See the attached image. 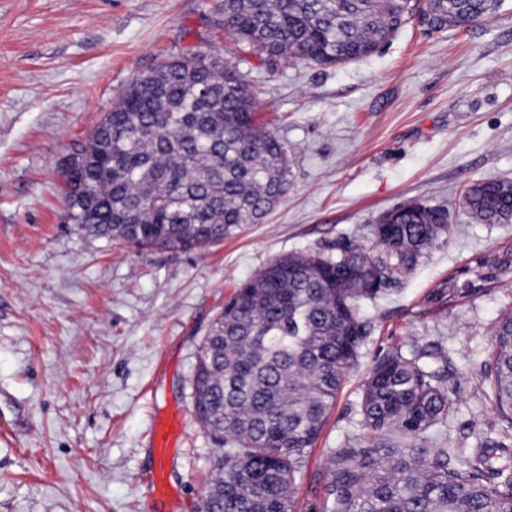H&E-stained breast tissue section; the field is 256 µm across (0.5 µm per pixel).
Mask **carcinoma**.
I'll use <instances>...</instances> for the list:
<instances>
[{"label":"carcinoma","instance_id":"obj_1","mask_svg":"<svg viewBox=\"0 0 512 512\" xmlns=\"http://www.w3.org/2000/svg\"><path fill=\"white\" fill-rule=\"evenodd\" d=\"M443 28L493 0H423ZM408 24L398 0H221L213 25L270 69L335 67L376 52ZM252 88L219 55L188 50L134 75L64 170L66 217L84 234L138 248H205L255 224L288 193V154L257 117ZM482 224L512 221V181L464 197ZM449 210L405 202L367 225L369 243L279 257L243 283L205 334L194 414L219 443L202 512H293L296 479L367 324L359 302L389 292L448 232ZM428 347L397 345L370 368L362 433L332 451L324 512H512V447L457 448L436 430L453 400ZM481 376L512 424V310Z\"/></svg>","mask_w":512,"mask_h":512}]
</instances>
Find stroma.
Listing matches in <instances>:
<instances>
[{"mask_svg": "<svg viewBox=\"0 0 512 512\" xmlns=\"http://www.w3.org/2000/svg\"><path fill=\"white\" fill-rule=\"evenodd\" d=\"M219 0H0V512H147L154 420L169 447L174 512H201L214 442L196 421L198 345L235 287L274 259L363 237L398 203L449 206V231L398 288L363 303L355 370L297 479L295 512H320L332 450L360 433L368 370L395 344L448 353L462 448L512 444L479 371L512 310V222L463 205L474 181H512V0L467 28L407 24L335 68L253 56L238 67L283 143L290 187L262 223L205 249H139L64 219L63 161L130 77L208 40ZM444 290L445 303L432 299Z\"/></svg>", "mask_w": 512, "mask_h": 512, "instance_id": "obj_1", "label": "stroma"}]
</instances>
